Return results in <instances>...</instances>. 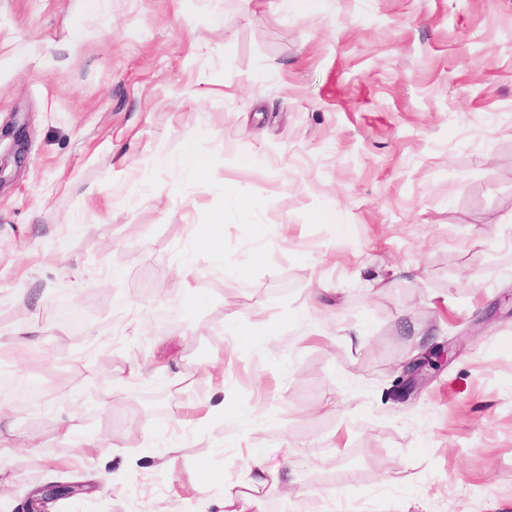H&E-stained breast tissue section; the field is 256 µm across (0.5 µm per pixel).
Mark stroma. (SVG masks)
Wrapping results in <instances>:
<instances>
[{
  "instance_id": "obj_1",
  "label": "stroma",
  "mask_w": 512,
  "mask_h": 512,
  "mask_svg": "<svg viewBox=\"0 0 512 512\" xmlns=\"http://www.w3.org/2000/svg\"><path fill=\"white\" fill-rule=\"evenodd\" d=\"M0 369V512H224L256 449L244 512H512V0H0ZM179 175L194 180H205L210 174L208 161L195 148L186 143L180 156L173 162ZM220 216L206 224L201 232L194 233L196 249L208 256H223L224 225ZM252 473L258 474L261 478L257 480L250 478L249 475ZM267 476L270 477L272 483L278 480L277 472L269 470L267 467L265 457L259 451H253L249 456L246 473L237 483L227 484L223 475H214L207 468L200 470L198 482L204 488L212 485H220L224 488V512H242L233 508L236 498L241 492L235 491V489L245 488L257 491L259 487H265L268 484V478H265ZM80 485L69 482H52L40 488L38 492L31 497L26 507L18 512H50L47 506L56 501L67 499L79 494Z\"/></svg>"
}]
</instances>
